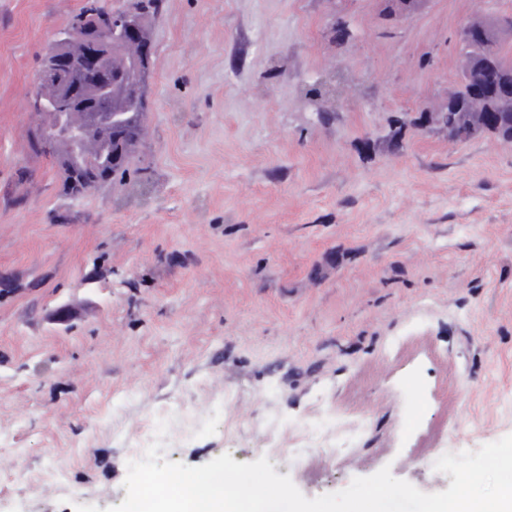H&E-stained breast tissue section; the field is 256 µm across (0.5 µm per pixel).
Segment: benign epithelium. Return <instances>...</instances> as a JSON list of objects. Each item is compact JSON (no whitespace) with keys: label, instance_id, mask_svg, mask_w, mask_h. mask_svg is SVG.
Listing matches in <instances>:
<instances>
[{"label":"benign epithelium","instance_id":"obj_1","mask_svg":"<svg viewBox=\"0 0 512 512\" xmlns=\"http://www.w3.org/2000/svg\"><path fill=\"white\" fill-rule=\"evenodd\" d=\"M499 26L498 21L473 20L462 27L465 69L477 76L458 88L448 106L456 111L455 123L470 133H488L511 145L512 74L489 56ZM73 42L81 45L80 53L72 52L69 44ZM152 55L140 6L88 12L71 25L70 36L56 44L36 77V84L51 80L58 91L50 97L40 92L33 95L31 109L44 116L46 123L30 133V141L41 146L65 142L67 152L58 156V162L74 171L93 163L83 143L102 138L117 145L110 156L112 164H127L124 146L132 132L126 111L145 101ZM115 56L123 59L120 69L112 67ZM445 120V112H421L418 126L427 130Z\"/></svg>","mask_w":512,"mask_h":512}]
</instances>
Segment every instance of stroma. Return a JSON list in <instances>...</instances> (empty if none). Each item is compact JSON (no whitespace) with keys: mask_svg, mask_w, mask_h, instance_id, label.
Segmentation results:
<instances>
[{"mask_svg":"<svg viewBox=\"0 0 512 512\" xmlns=\"http://www.w3.org/2000/svg\"><path fill=\"white\" fill-rule=\"evenodd\" d=\"M85 3L0 0V512L120 504L179 414L164 459L310 499L512 434V146L416 124L512 0H162L136 168L74 200L30 97Z\"/></svg>","mask_w":512,"mask_h":512,"instance_id":"1","label":"stroma"}]
</instances>
